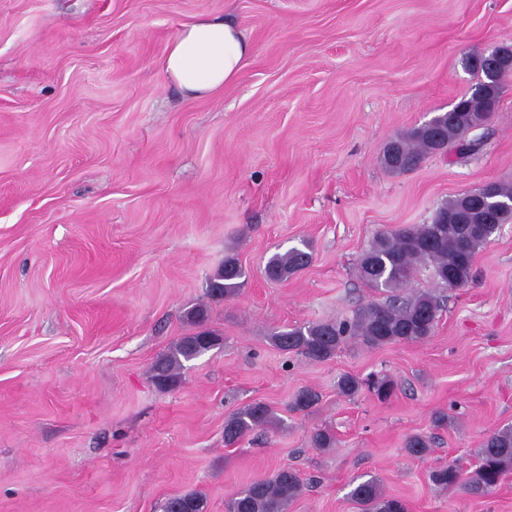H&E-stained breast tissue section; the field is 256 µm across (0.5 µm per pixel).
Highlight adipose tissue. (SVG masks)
<instances>
[{
    "label": "adipose tissue",
    "instance_id": "adipose-tissue-1",
    "mask_svg": "<svg viewBox=\"0 0 512 512\" xmlns=\"http://www.w3.org/2000/svg\"><path fill=\"white\" fill-rule=\"evenodd\" d=\"M253 52L247 33L231 20L205 14L185 24L168 44L163 68L189 98L220 92Z\"/></svg>",
    "mask_w": 512,
    "mask_h": 512
}]
</instances>
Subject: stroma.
<instances>
[{"instance_id":"stroma-1","label":"stroma","mask_w":512,"mask_h":512,"mask_svg":"<svg viewBox=\"0 0 512 512\" xmlns=\"http://www.w3.org/2000/svg\"><path fill=\"white\" fill-rule=\"evenodd\" d=\"M202 14L254 50L190 100L162 59ZM510 45L512 0H0V512H162L188 491L225 512L284 467L304 482L288 512H358L363 474L408 512H512V473L480 497L428 478L512 426V222L425 341L311 362L272 340L375 299L356 264L376 234L512 184V78L478 150L407 173L380 161L468 95L466 56ZM305 242L306 269L266 280L269 256ZM228 255L247 278L210 307L222 347L157 390L152 362ZM345 373L396 391L342 396ZM304 387L316 411H288ZM255 401L279 427L225 446L226 416ZM439 412L452 425L435 428ZM317 427L334 448H312ZM414 433L434 438L426 458L404 449Z\"/></svg>"}]
</instances>
